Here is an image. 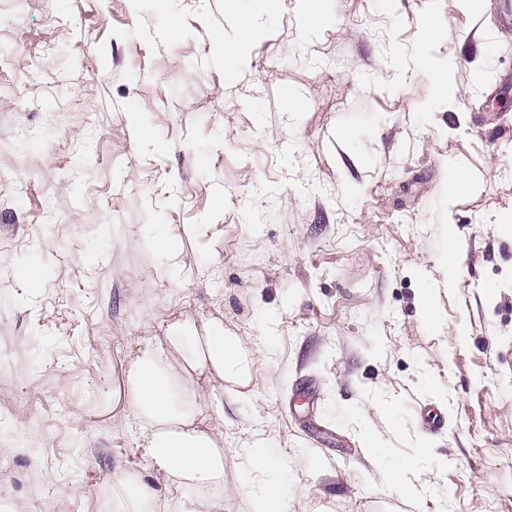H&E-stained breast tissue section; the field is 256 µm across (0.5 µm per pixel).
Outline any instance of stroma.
<instances>
[{
  "mask_svg": "<svg viewBox=\"0 0 512 512\" xmlns=\"http://www.w3.org/2000/svg\"><path fill=\"white\" fill-rule=\"evenodd\" d=\"M510 218L512 0H0V512L169 496L125 378L173 312L256 360L224 512L252 450L289 512H512ZM113 482L124 490H130L137 510L133 512H157L160 509H166L167 504L161 502L151 490L143 484H134L132 479L124 473L114 475Z\"/></svg>",
  "mask_w": 512,
  "mask_h": 512,
  "instance_id": "stroma-1",
  "label": "stroma"
}]
</instances>
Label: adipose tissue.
<instances>
[{
  "label": "adipose tissue",
  "instance_id": "1",
  "mask_svg": "<svg viewBox=\"0 0 512 512\" xmlns=\"http://www.w3.org/2000/svg\"><path fill=\"white\" fill-rule=\"evenodd\" d=\"M162 331L161 341L133 352L126 375L139 444L169 487L195 489L180 512H224V436L205 414L223 412L225 385H246L254 358L242 337L210 316L173 317ZM250 465L258 512H288V492L277 480L282 458L254 454Z\"/></svg>",
  "mask_w": 512,
  "mask_h": 512
}]
</instances>
